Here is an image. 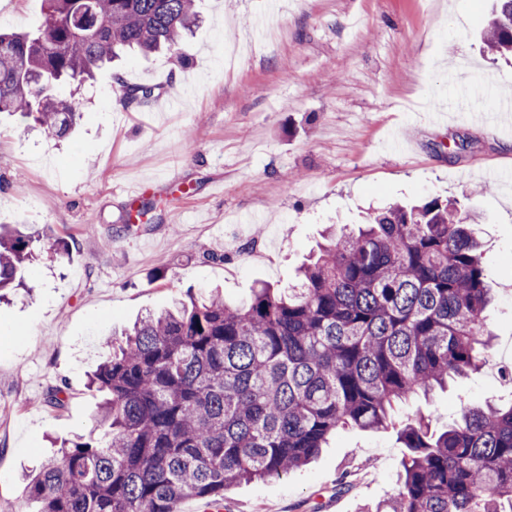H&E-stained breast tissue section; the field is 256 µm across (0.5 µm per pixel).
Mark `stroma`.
<instances>
[{"mask_svg":"<svg viewBox=\"0 0 512 512\" xmlns=\"http://www.w3.org/2000/svg\"><path fill=\"white\" fill-rule=\"evenodd\" d=\"M183 58L137 56L65 85L82 117L63 140L0 113V229L73 242L42 254L26 286L0 300V503L52 440L96 430L88 375L138 317L221 288L233 302L260 281L287 286L328 224L431 196L481 214L492 356L478 372L416 398L395 427L348 428L288 475L228 487V512H363L394 497L404 450L396 428L460 404H512V134L472 123L456 101L503 98L512 57L481 40L492 0H197ZM44 0H0V27L34 30ZM264 18L262 36L245 32ZM126 84H192L182 110L124 108ZM438 103L440 120L421 111ZM143 184L134 199L122 189ZM257 214L260 225L239 223ZM64 403H46L52 391Z\"/></svg>","mask_w":512,"mask_h":512,"instance_id":"35a3bbf8","label":"stroma"}]
</instances>
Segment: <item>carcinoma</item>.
I'll use <instances>...</instances> for the list:
<instances>
[{
	"label": "carcinoma",
	"mask_w": 512,
	"mask_h": 512,
	"mask_svg": "<svg viewBox=\"0 0 512 512\" xmlns=\"http://www.w3.org/2000/svg\"><path fill=\"white\" fill-rule=\"evenodd\" d=\"M35 31L0 32V112L66 136L79 113L57 99L129 51L179 55L196 0H46ZM484 41L512 53V0H496ZM155 88H127L143 107ZM0 234V290L22 284L38 244ZM474 217L428 198L329 232L287 289L260 283L228 303L213 290L149 313L94 371L102 435H78L31 475L14 512H179L230 485L306 466L347 428L377 431L398 406L476 372L492 350ZM401 487L374 512H512V404L468 405L435 434L403 424Z\"/></svg>",
	"instance_id": "obj_1"
}]
</instances>
